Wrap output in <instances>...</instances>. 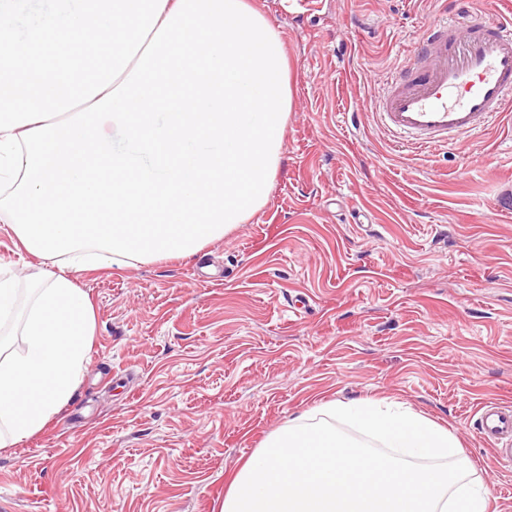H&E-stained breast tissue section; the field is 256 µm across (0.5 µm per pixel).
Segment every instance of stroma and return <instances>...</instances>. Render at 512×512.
Listing matches in <instances>:
<instances>
[{
    "instance_id": "obj_1",
    "label": "stroma",
    "mask_w": 512,
    "mask_h": 512,
    "mask_svg": "<svg viewBox=\"0 0 512 512\" xmlns=\"http://www.w3.org/2000/svg\"><path fill=\"white\" fill-rule=\"evenodd\" d=\"M279 30L293 104L267 203L189 259L84 270L97 315L57 421L0 453V512H221L288 419L331 400L410 406L512 512L478 409L512 403V111L459 144L391 148L389 72L455 0H249ZM41 267L0 223V263ZM308 299L305 318L290 305Z\"/></svg>"
}]
</instances>
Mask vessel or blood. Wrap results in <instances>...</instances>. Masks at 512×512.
<instances>
[{
    "label": "vessel or blood",
    "instance_id": "obj_1",
    "mask_svg": "<svg viewBox=\"0 0 512 512\" xmlns=\"http://www.w3.org/2000/svg\"><path fill=\"white\" fill-rule=\"evenodd\" d=\"M429 64L407 60L388 79L376 115L401 148H441L487 127L512 109V16L461 6L419 37ZM479 433L497 463L512 467V406L490 402L479 409Z\"/></svg>",
    "mask_w": 512,
    "mask_h": 512
}]
</instances>
